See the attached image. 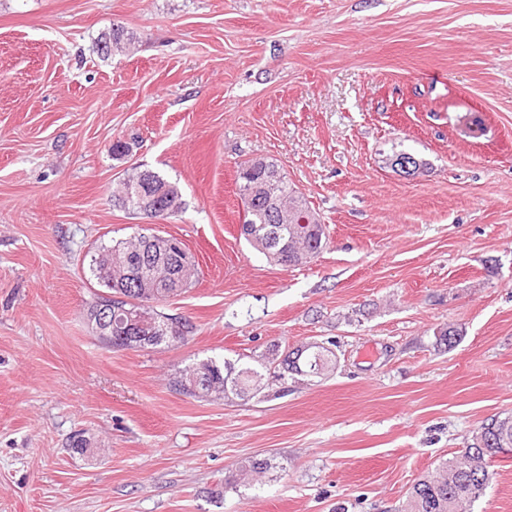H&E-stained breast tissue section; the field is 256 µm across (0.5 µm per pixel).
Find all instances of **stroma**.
<instances>
[{"instance_id":"35a3bbf8","label":"stroma","mask_w":512,"mask_h":512,"mask_svg":"<svg viewBox=\"0 0 512 512\" xmlns=\"http://www.w3.org/2000/svg\"><path fill=\"white\" fill-rule=\"evenodd\" d=\"M116 24L135 46L101 58ZM399 151L424 172L400 176ZM254 159L326 224L311 263L240 236ZM135 168L177 184L178 213L113 204ZM140 233L194 256L159 306L193 331L115 350L88 320L90 258ZM330 340L334 372L272 400L172 385ZM504 412L512 0H0V512H398ZM253 459L274 471L242 474ZM492 471L474 512H512V462Z\"/></svg>"}]
</instances>
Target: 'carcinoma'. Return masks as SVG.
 I'll use <instances>...</instances> for the list:
<instances>
[{"mask_svg":"<svg viewBox=\"0 0 512 512\" xmlns=\"http://www.w3.org/2000/svg\"><path fill=\"white\" fill-rule=\"evenodd\" d=\"M115 46L112 51L103 52L95 47L96 53L108 58L134 42V34L128 29L117 34L110 31ZM138 172L124 179L114 194L117 205L136 214L142 213L137 205L136 192L143 191L144 196H160L170 212H176L179 199L178 186L158 172L150 171V178H142ZM276 196L280 199L281 209L288 215L309 208L306 199L288 182L287 176L277 172ZM280 209L272 210L267 200L257 199L245 215V224L249 225L251 246L281 264L275 256V249L267 246V236L272 228H277L280 245L288 252L289 261H299L307 254L318 255L325 234L301 236L295 231V223L284 224L277 219ZM146 251L145 236L132 240H117L110 246L100 247L92 258V274L97 283L106 289L105 294L97 297L89 321L94 323V310L112 302V296L123 295L128 298L124 305L132 308L143 299L140 282L148 277H159L162 288L185 290L191 286L195 265L182 261L177 254L163 255L155 259L149 273L141 270ZM172 317L162 313L154 326L137 329L123 324L112 328V345L136 348H158L171 345L166 339L167 322ZM336 354L330 347L316 344L309 346L294 363L281 354L268 360L264 357L252 362L235 363L226 360L219 363L206 360L188 368L175 381L178 390L201 399L216 395H234L239 399H251L269 388V381L279 382L288 375L321 377L336 367ZM512 454V414L503 417L494 416L483 422L472 435V443L438 465L435 472L418 479L411 487L401 512H473V506L484 494L492 476L490 471L493 459Z\"/></svg>","mask_w":512,"mask_h":512,"instance_id":"carcinoma-1","label":"carcinoma"}]
</instances>
